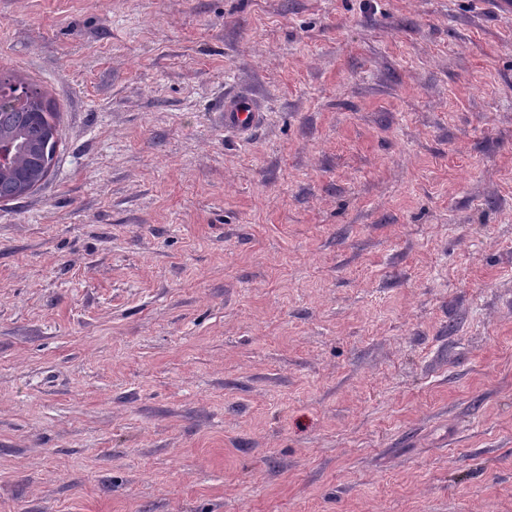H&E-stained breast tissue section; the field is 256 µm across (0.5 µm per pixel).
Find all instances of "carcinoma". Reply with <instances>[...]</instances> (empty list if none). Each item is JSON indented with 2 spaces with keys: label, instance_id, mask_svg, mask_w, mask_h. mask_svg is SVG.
I'll use <instances>...</instances> for the list:
<instances>
[{
  "label": "carcinoma",
  "instance_id": "cac0c4a2",
  "mask_svg": "<svg viewBox=\"0 0 512 512\" xmlns=\"http://www.w3.org/2000/svg\"><path fill=\"white\" fill-rule=\"evenodd\" d=\"M13 146L10 166L0 169V200L20 199L24 184H43L56 164V109L35 85L0 75V142Z\"/></svg>",
  "mask_w": 512,
  "mask_h": 512
}]
</instances>
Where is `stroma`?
<instances>
[{"label": "stroma", "instance_id": "stroma-1", "mask_svg": "<svg viewBox=\"0 0 512 512\" xmlns=\"http://www.w3.org/2000/svg\"><path fill=\"white\" fill-rule=\"evenodd\" d=\"M0 73V512H512V11L0 0ZM57 110L35 85L0 75V200L21 199L24 184H43L56 164ZM35 160V161H34ZM23 175L21 178L18 176ZM220 112H223L224 128L236 132H247L258 121V112L249 95L232 93L224 96Z\"/></svg>", "mask_w": 512, "mask_h": 512}]
</instances>
